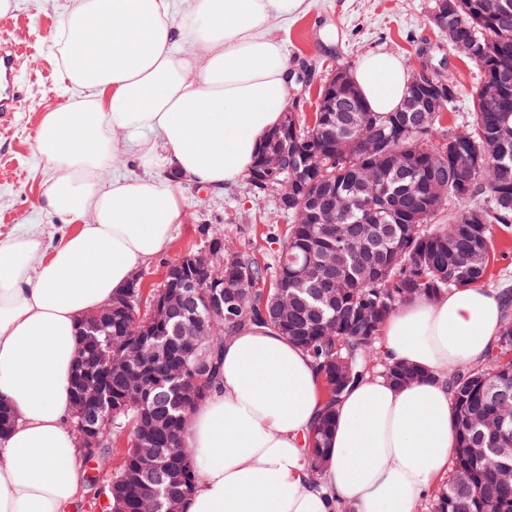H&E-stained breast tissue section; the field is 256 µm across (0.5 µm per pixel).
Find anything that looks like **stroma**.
I'll use <instances>...</instances> for the list:
<instances>
[{
    "label": "stroma",
    "mask_w": 512,
    "mask_h": 512,
    "mask_svg": "<svg viewBox=\"0 0 512 512\" xmlns=\"http://www.w3.org/2000/svg\"><path fill=\"white\" fill-rule=\"evenodd\" d=\"M18 8L0 18V33L9 37L17 53L24 92L23 105L12 126L0 132V232L40 226L47 243H55L67 229L63 217H50L37 207L42 163L34 137L44 112L59 107L70 95L60 74L53 36L66 0H17ZM308 8L271 27L281 41L293 73L308 75L309 84L293 82L288 101L302 119L315 110L316 85L339 67H356L369 53H389L406 70L418 64V51L431 48L444 63L443 71L458 88V98L443 125L449 132L466 130L476 109L481 79L478 67L458 57L433 24L431 0H307ZM186 220L175 225L168 251L142 271L148 286L160 283L163 267L185 252L207 244L209 233L221 234L226 246L248 248L265 263H273L287 219L273 193H257L246 178L211 191L183 184ZM494 251L484 285L493 290L512 287V230L493 228Z\"/></svg>",
    "instance_id": "1"
}]
</instances>
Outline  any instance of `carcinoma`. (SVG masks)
<instances>
[{
  "instance_id": "carcinoma-1",
  "label": "carcinoma",
  "mask_w": 512,
  "mask_h": 512,
  "mask_svg": "<svg viewBox=\"0 0 512 512\" xmlns=\"http://www.w3.org/2000/svg\"><path fill=\"white\" fill-rule=\"evenodd\" d=\"M453 2V37L469 45L466 59L483 72L470 129L449 135L441 126L457 96L449 77L442 111L421 114L417 125L408 112L370 110L351 85L342 97L355 111L317 108L309 125L296 114L288 120V141L299 144L288 179L313 184L316 206L336 208L339 223L299 221L294 210L279 207L290 224L272 267L248 249L225 250L224 238L211 235L204 252L190 251L182 260L183 279L197 285L196 322L165 313L157 288L145 296L126 288L112 298V315L101 308L87 315L101 329L91 340L80 337L79 360L104 374L112 414L97 419V447L79 452L93 469L110 459L115 464L103 478L87 476L81 512H152L160 481L178 504L195 491L198 463L184 442L187 419L219 384L224 341L246 326L276 329L317 368L324 410L304 441L316 473L346 388L377 368L396 385L424 377L378 355L384 321L407 301L484 281L492 226L512 227V91L499 103L486 100L497 71L512 70V8L490 18L482 0ZM361 116L383 150L338 156V138ZM440 172L448 182L444 197L431 192ZM444 212L448 222L434 223ZM353 235L363 237V250L345 249L341 237ZM278 286L288 294L285 314L272 303ZM244 291L252 296L246 310L237 302ZM502 295V329L486 358L448 372L455 448L432 512H512V483L488 452L493 444L512 443V429H498L512 414V289ZM172 376L198 386L200 395L177 407ZM132 380L145 388L129 403ZM16 421L12 407L0 403V436ZM139 437L163 451L162 473L135 447Z\"/></svg>"
}]
</instances>
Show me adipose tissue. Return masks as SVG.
<instances>
[{
	"mask_svg": "<svg viewBox=\"0 0 512 512\" xmlns=\"http://www.w3.org/2000/svg\"><path fill=\"white\" fill-rule=\"evenodd\" d=\"M305 0H68L54 36L78 94L40 120L39 210L71 232L0 234V400L18 420L0 440V512H73L85 469L73 430L78 327L171 243L181 182L223 189L246 174L292 81L272 23ZM352 79L369 108L402 103L408 74L364 55ZM138 172L111 173L116 158ZM499 293L472 285L415 299L387 318L381 354L425 371L398 387L374 374L336 406L329 463L314 475L303 439L320 378L274 329L226 339L219 387L192 412L198 461L181 512H415L455 446L448 370L480 363L501 331Z\"/></svg>",
	"mask_w": 512,
	"mask_h": 512,
	"instance_id": "obj_1",
	"label": "adipose tissue"
}]
</instances>
